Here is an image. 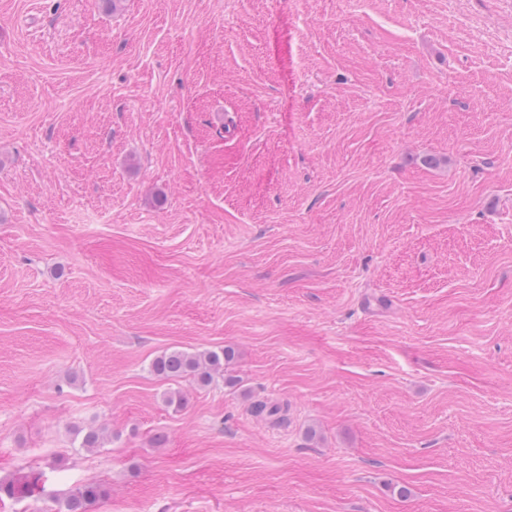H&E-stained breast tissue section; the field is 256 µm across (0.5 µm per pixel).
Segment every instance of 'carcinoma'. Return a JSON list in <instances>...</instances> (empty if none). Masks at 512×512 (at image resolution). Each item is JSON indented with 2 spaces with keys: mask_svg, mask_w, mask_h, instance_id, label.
Instances as JSON below:
<instances>
[{
  "mask_svg": "<svg viewBox=\"0 0 512 512\" xmlns=\"http://www.w3.org/2000/svg\"><path fill=\"white\" fill-rule=\"evenodd\" d=\"M235 358L232 348L188 352L167 350L151 363L152 373L162 380H176L192 376L201 386H208L214 376L224 371V365ZM103 494L98 484H86L73 490L64 500L57 502V512H86L87 507Z\"/></svg>",
  "mask_w": 512,
  "mask_h": 512,
  "instance_id": "1",
  "label": "carcinoma"
}]
</instances>
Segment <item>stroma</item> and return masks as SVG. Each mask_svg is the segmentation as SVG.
<instances>
[{"label":"stroma","instance_id":"obj_1","mask_svg":"<svg viewBox=\"0 0 512 512\" xmlns=\"http://www.w3.org/2000/svg\"><path fill=\"white\" fill-rule=\"evenodd\" d=\"M27 477L0 512H512V0H0ZM234 358L235 351L229 347L196 352L172 349L153 359L151 371L156 377L171 381L190 375L200 386H208ZM103 494L98 484H86L57 502V512H86L87 507Z\"/></svg>","mask_w":512,"mask_h":512}]
</instances>
